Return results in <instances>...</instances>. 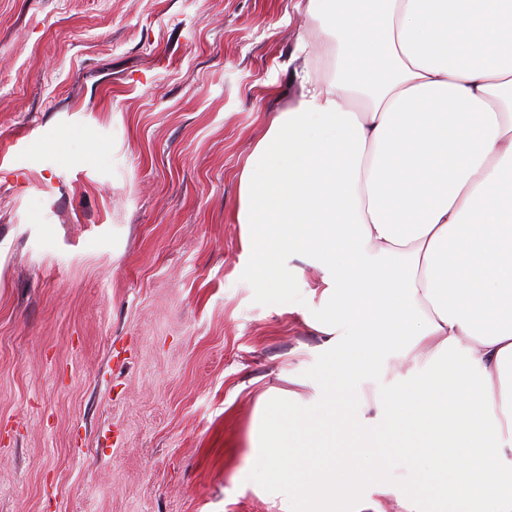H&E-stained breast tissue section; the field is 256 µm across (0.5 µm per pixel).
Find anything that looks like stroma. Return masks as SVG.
Returning <instances> with one entry per match:
<instances>
[{
  "label": "stroma",
  "instance_id": "1",
  "mask_svg": "<svg viewBox=\"0 0 512 512\" xmlns=\"http://www.w3.org/2000/svg\"><path fill=\"white\" fill-rule=\"evenodd\" d=\"M303 23L0 0V512H289L243 474L268 395L323 403L315 274L261 287L231 216Z\"/></svg>",
  "mask_w": 512,
  "mask_h": 512
}]
</instances>
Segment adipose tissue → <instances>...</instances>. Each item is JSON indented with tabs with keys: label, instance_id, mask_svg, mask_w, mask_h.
I'll use <instances>...</instances> for the list:
<instances>
[{
	"label": "adipose tissue",
	"instance_id": "1",
	"mask_svg": "<svg viewBox=\"0 0 512 512\" xmlns=\"http://www.w3.org/2000/svg\"><path fill=\"white\" fill-rule=\"evenodd\" d=\"M296 94L238 177L235 221L261 282L295 259L321 308H288L322 339L321 409L268 402L247 467L288 484L296 512H433L410 500L418 467L449 512H512V0H299ZM405 364L393 392L361 384ZM392 452L377 482L332 447L348 427Z\"/></svg>",
	"mask_w": 512,
	"mask_h": 512
}]
</instances>
